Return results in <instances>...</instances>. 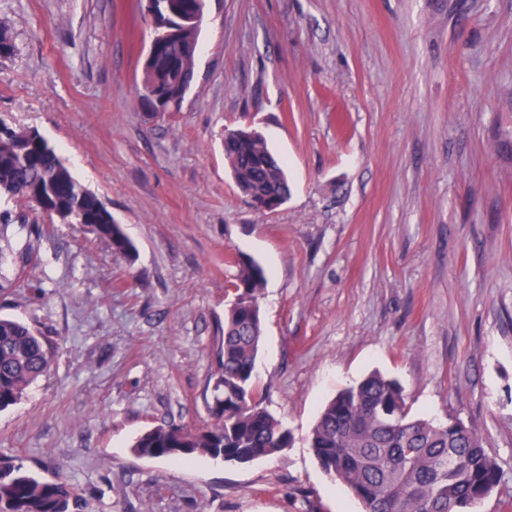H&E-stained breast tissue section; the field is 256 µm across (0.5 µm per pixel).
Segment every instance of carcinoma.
I'll use <instances>...</instances> for the list:
<instances>
[{"mask_svg": "<svg viewBox=\"0 0 512 512\" xmlns=\"http://www.w3.org/2000/svg\"><path fill=\"white\" fill-rule=\"evenodd\" d=\"M198 43L193 27L166 19L155 30V51L143 63L153 96H140L145 112H177L186 96ZM224 158L238 190L261 211L279 210L289 196L285 161L268 144L224 129ZM48 149L46 139L0 116V197L44 214L63 212L86 224L112 252L136 261V248L104 202ZM233 298L215 370L210 376L208 420L198 428L159 425L139 434L132 451L158 458H208L248 464L289 447L292 433L261 405L256 362L263 338L259 296L263 266L238 253ZM56 359L47 337L26 323L0 317V411L18 404ZM309 448L322 469L342 483L364 512H474L478 497L497 485L500 471L482 440L452 420L438 423L409 414L401 386L375 371L338 392L321 409ZM0 512H90L64 479L47 480L16 456H0Z\"/></svg>", "mask_w": 512, "mask_h": 512, "instance_id": "cac0c4a2", "label": "carcinoma"}]
</instances>
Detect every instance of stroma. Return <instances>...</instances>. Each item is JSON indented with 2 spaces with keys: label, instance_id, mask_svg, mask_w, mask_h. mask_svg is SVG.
I'll use <instances>...</instances> for the list:
<instances>
[{
  "label": "stroma",
  "instance_id": "1",
  "mask_svg": "<svg viewBox=\"0 0 512 512\" xmlns=\"http://www.w3.org/2000/svg\"><path fill=\"white\" fill-rule=\"evenodd\" d=\"M0 115L37 129L134 242L0 200V316L58 348L0 412V453L93 512H362L320 467L321 407L377 371L411 414L463 422L512 512V0H208L180 111L146 118L140 0H0ZM252 125L291 196L254 209L224 159ZM268 272L262 402L290 448L247 465L132 454L208 418L225 290Z\"/></svg>",
  "mask_w": 512,
  "mask_h": 512
}]
</instances>
